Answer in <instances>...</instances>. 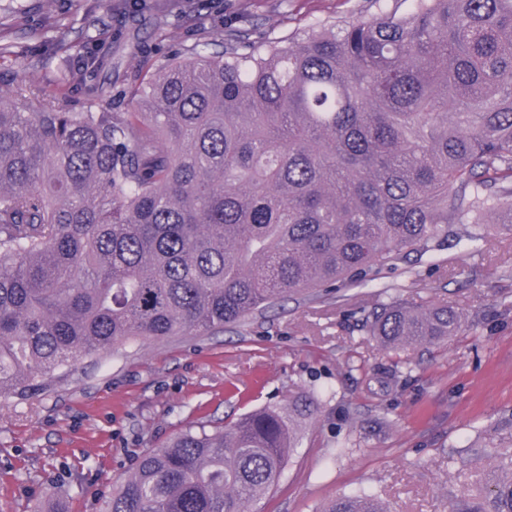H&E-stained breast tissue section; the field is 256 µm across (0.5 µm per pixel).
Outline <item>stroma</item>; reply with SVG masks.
<instances>
[{
  "instance_id": "obj_1",
  "label": "stroma",
  "mask_w": 512,
  "mask_h": 512,
  "mask_svg": "<svg viewBox=\"0 0 512 512\" xmlns=\"http://www.w3.org/2000/svg\"><path fill=\"white\" fill-rule=\"evenodd\" d=\"M0 57V99L17 90L127 109L121 88L173 52L249 17L255 40L370 12L369 0H24ZM111 62L79 88L57 83L84 54ZM445 301L477 333L384 350L359 328L393 299ZM318 392L322 402L278 487L252 512H320L339 495L389 512H450L486 468L512 456V237L481 252L444 246L373 280L288 299L203 336L142 340L59 370L49 386L0 397V512H97L145 450L188 427Z\"/></svg>"
}]
</instances>
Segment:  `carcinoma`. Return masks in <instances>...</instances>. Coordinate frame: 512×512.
<instances>
[{"label":"carcinoma","instance_id":"1","mask_svg":"<svg viewBox=\"0 0 512 512\" xmlns=\"http://www.w3.org/2000/svg\"><path fill=\"white\" fill-rule=\"evenodd\" d=\"M175 57L130 112L0 102V397L139 338L221 332L375 277L450 238L512 237V0H413ZM107 66L90 55L59 81ZM366 335H456L448 303L393 300ZM318 397L299 392L139 457L100 512H250ZM323 512H387L366 493ZM453 512H512V458Z\"/></svg>","mask_w":512,"mask_h":512}]
</instances>
